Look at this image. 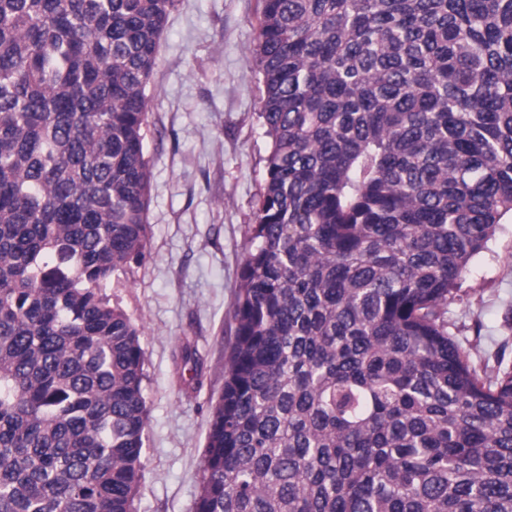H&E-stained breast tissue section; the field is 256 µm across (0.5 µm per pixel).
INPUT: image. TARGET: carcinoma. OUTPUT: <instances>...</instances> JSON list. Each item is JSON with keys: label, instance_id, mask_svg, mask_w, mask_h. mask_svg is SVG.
Segmentation results:
<instances>
[{"label": "carcinoma", "instance_id": "carcinoma-1", "mask_svg": "<svg viewBox=\"0 0 512 512\" xmlns=\"http://www.w3.org/2000/svg\"><path fill=\"white\" fill-rule=\"evenodd\" d=\"M178 0H0V512H134L145 155ZM269 139L195 512H512L448 303L512 215V0H261Z\"/></svg>", "mask_w": 512, "mask_h": 512}]
</instances>
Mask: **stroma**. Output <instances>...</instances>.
<instances>
[{
    "mask_svg": "<svg viewBox=\"0 0 512 512\" xmlns=\"http://www.w3.org/2000/svg\"><path fill=\"white\" fill-rule=\"evenodd\" d=\"M259 0H179L157 50L146 156L152 168L147 254L109 290L142 331L144 470L135 512H193L210 406L224 388V353L249 224L265 185L262 83L251 69ZM512 217L475 256L450 330L481 356L512 365ZM198 365L182 358L183 337Z\"/></svg>",
    "mask_w": 512,
    "mask_h": 512,
    "instance_id": "35a3bbf8",
    "label": "stroma"
}]
</instances>
